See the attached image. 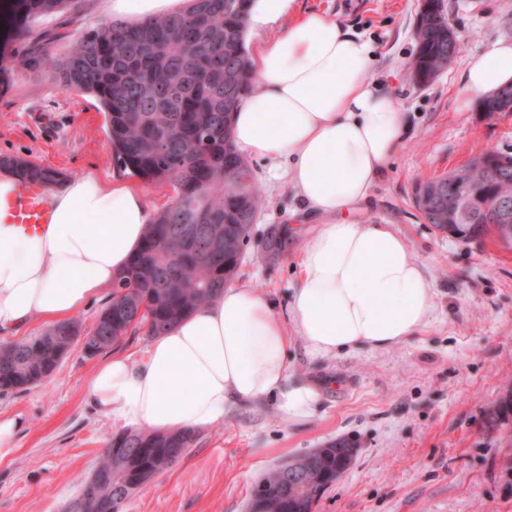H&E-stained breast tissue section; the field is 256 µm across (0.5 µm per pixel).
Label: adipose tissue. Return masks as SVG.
Segmentation results:
<instances>
[{"label": "adipose tissue", "mask_w": 512, "mask_h": 512, "mask_svg": "<svg viewBox=\"0 0 512 512\" xmlns=\"http://www.w3.org/2000/svg\"><path fill=\"white\" fill-rule=\"evenodd\" d=\"M372 45L335 18L306 14L254 58L257 85L235 116L234 142L251 156L285 163L305 207L322 216L305 236L286 328L274 304L227 284L144 356L115 353L94 371L89 398L113 422L152 431L200 429L233 408L270 398L294 420L320 393L289 373L292 335L316 356L382 350L425 327L433 290L403 237L344 213L366 200L402 140L396 100L368 72ZM512 83V42L470 60L460 92L468 105ZM49 222L30 233L0 212V329L60 323L111 286L150 222L143 194L95 173L47 193Z\"/></svg>", "instance_id": "obj_1"}]
</instances>
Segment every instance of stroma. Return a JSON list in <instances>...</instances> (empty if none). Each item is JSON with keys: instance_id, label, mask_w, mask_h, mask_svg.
<instances>
[{"instance_id": "35a3bbf8", "label": "stroma", "mask_w": 512, "mask_h": 512, "mask_svg": "<svg viewBox=\"0 0 512 512\" xmlns=\"http://www.w3.org/2000/svg\"><path fill=\"white\" fill-rule=\"evenodd\" d=\"M463 53L432 82L409 73L419 0H295L293 10L340 19L369 40L370 71L395 97L405 134L368 199L349 212L389 225L423 262L434 290L429 323L379 351L310 355L293 337L288 363L320 392L313 415L287 420L271 400L229 411L199 442L127 501L124 512H247L255 483L282 461L329 444L355 455L318 512H512V420L494 417L512 384V251L498 241L456 240L426 224L413 201L417 181L438 177L472 155H512V112L487 116L462 107L457 90L469 61L512 42V0H444ZM110 0H72L24 22L0 8V156H17L68 180L97 170L142 189L151 212L171 202L117 165L96 100L63 89L50 58L99 23ZM263 206L235 280L288 316L305 231L318 223L281 174L255 159ZM277 233L282 247L267 249ZM99 356L73 346L53 374L28 390L0 395V415L21 419L18 451L0 462V512H64L79 496L120 428L98 414L87 388Z\"/></svg>"}]
</instances>
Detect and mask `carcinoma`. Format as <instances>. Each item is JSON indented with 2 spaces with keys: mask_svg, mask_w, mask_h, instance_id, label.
Returning a JSON list of instances; mask_svg holds the SVG:
<instances>
[{
  "mask_svg": "<svg viewBox=\"0 0 512 512\" xmlns=\"http://www.w3.org/2000/svg\"><path fill=\"white\" fill-rule=\"evenodd\" d=\"M68 0H13L16 16L53 13ZM189 9L144 24L105 22L51 60L59 83L94 96L105 113L115 160L145 183L169 186L173 201L148 224L141 247L112 284L90 329L66 321L0 346V394L48 378L67 354L63 334L85 336L97 354L129 332L155 336L233 280L263 196L232 138V116L252 91L246 22L254 0H190ZM463 50L444 0H424L411 72L426 84ZM492 116L512 112V85L480 101ZM23 180L57 173L21 157H0ZM426 223L463 241L492 234L512 250V156L484 151L440 177L417 182ZM509 222L490 224L495 212ZM195 227L187 236L186 225ZM189 430L112 436L72 512H117L133 493L193 447ZM336 471V445L277 466L254 485L249 512H317Z\"/></svg>",
  "mask_w": 512,
  "mask_h": 512,
  "instance_id": "carcinoma-1",
  "label": "carcinoma"
}]
</instances>
